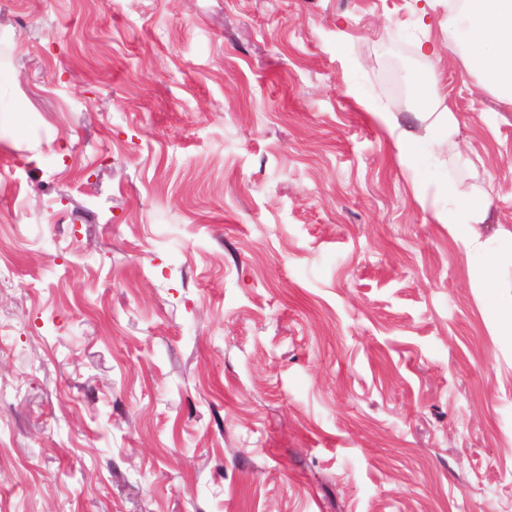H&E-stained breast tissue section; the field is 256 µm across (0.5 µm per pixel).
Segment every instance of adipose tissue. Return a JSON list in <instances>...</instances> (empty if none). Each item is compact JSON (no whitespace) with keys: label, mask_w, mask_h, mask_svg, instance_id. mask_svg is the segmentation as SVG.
<instances>
[{"label":"adipose tissue","mask_w":512,"mask_h":512,"mask_svg":"<svg viewBox=\"0 0 512 512\" xmlns=\"http://www.w3.org/2000/svg\"><path fill=\"white\" fill-rule=\"evenodd\" d=\"M448 15L453 20L448 34L460 39L467 68L512 104V0H448ZM411 99L422 121L419 130L401 128L390 113L376 115L396 143L401 166L412 169L422 161L456 165L450 146L457 122L442 104L435 75L414 79ZM439 197L444 205L435 214L437 223L452 230L484 223L488 202L475 190L451 181L440 186Z\"/></svg>","instance_id":"adipose-tissue-1"}]
</instances>
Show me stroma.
Here are the masks:
<instances>
[{
  "mask_svg": "<svg viewBox=\"0 0 512 512\" xmlns=\"http://www.w3.org/2000/svg\"><path fill=\"white\" fill-rule=\"evenodd\" d=\"M430 72L471 162L408 172L370 109ZM449 180L512 244L446 0H0V512H512V266ZM438 193L446 206L435 213L437 223L448 224L451 230L484 224L488 212L484 196L456 181L442 184Z\"/></svg>",
  "mask_w": 512,
  "mask_h": 512,
  "instance_id": "35a3bbf8",
  "label": "stroma"
}]
</instances>
